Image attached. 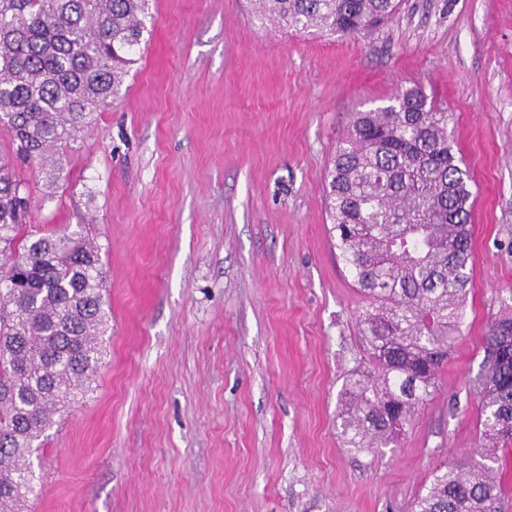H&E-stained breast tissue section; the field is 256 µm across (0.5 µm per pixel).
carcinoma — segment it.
<instances>
[{"label": "carcinoma", "instance_id": "obj_1", "mask_svg": "<svg viewBox=\"0 0 512 512\" xmlns=\"http://www.w3.org/2000/svg\"><path fill=\"white\" fill-rule=\"evenodd\" d=\"M397 0H257L255 18L296 32L354 35ZM150 0H0V125L13 158L54 187L57 158L119 97L150 34ZM451 114L418 88L359 112L327 171L336 250L367 300L366 365L341 393L355 451L397 443L460 334L472 256L471 178ZM30 194L0 163V512H24L30 457L61 402L92 380L111 318L100 250L82 231L27 229ZM479 384L482 456L512 441V314L490 324ZM512 491L471 464L434 475L414 512H508Z\"/></svg>", "mask_w": 512, "mask_h": 512}]
</instances>
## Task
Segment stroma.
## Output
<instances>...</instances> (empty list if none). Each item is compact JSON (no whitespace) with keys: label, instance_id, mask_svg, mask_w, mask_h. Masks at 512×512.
Segmentation results:
<instances>
[{"label":"stroma","instance_id":"stroma-1","mask_svg":"<svg viewBox=\"0 0 512 512\" xmlns=\"http://www.w3.org/2000/svg\"><path fill=\"white\" fill-rule=\"evenodd\" d=\"M128 92L72 149L32 229L101 248L112 329L55 415L28 512H412L479 460L481 348L512 312V0H399L353 36L263 25L249 0H152ZM420 88L472 177L463 334L400 444L355 453L337 414L366 305L325 176L354 113Z\"/></svg>","mask_w":512,"mask_h":512}]
</instances>
